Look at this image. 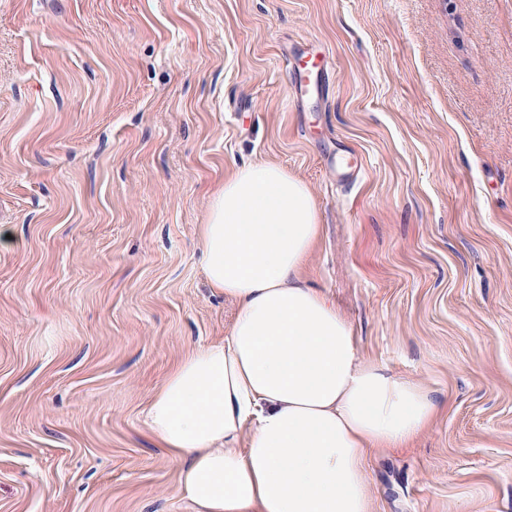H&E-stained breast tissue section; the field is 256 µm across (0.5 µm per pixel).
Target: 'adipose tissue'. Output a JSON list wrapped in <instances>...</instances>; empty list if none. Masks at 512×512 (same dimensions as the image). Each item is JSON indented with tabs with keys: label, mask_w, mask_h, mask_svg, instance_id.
I'll return each instance as SVG.
<instances>
[{
	"label": "adipose tissue",
	"mask_w": 512,
	"mask_h": 512,
	"mask_svg": "<svg viewBox=\"0 0 512 512\" xmlns=\"http://www.w3.org/2000/svg\"><path fill=\"white\" fill-rule=\"evenodd\" d=\"M320 235L309 188L278 165L236 169L211 195L204 274L235 317L167 373L146 419L193 512H372L368 456L409 447L441 411L367 359L310 284Z\"/></svg>",
	"instance_id": "ef3b65f1"
}]
</instances>
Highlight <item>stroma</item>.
Masks as SVG:
<instances>
[{
    "label": "stroma",
    "mask_w": 512,
    "mask_h": 512,
    "mask_svg": "<svg viewBox=\"0 0 512 512\" xmlns=\"http://www.w3.org/2000/svg\"><path fill=\"white\" fill-rule=\"evenodd\" d=\"M256 162L310 188L364 356L443 405L369 458L373 512H512V0H0V512H191L146 412L233 319L198 226ZM328 76L326 57L308 49L300 54L294 69V79L289 95L296 100L309 96H323Z\"/></svg>",
    "instance_id": "obj_1"
}]
</instances>
